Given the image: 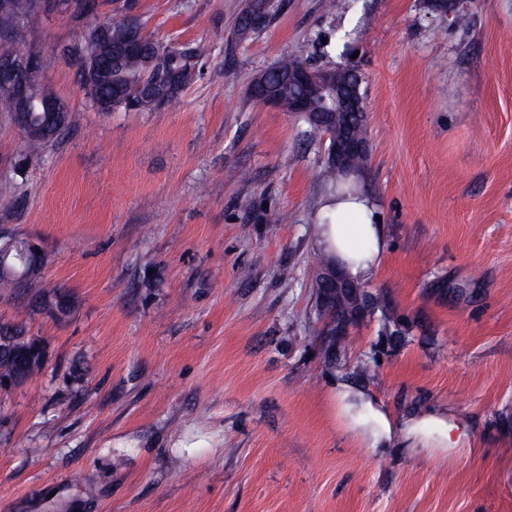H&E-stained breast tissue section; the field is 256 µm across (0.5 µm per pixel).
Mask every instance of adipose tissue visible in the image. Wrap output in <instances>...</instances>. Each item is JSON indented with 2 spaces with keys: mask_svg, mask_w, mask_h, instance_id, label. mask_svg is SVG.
Instances as JSON below:
<instances>
[{
  "mask_svg": "<svg viewBox=\"0 0 512 512\" xmlns=\"http://www.w3.org/2000/svg\"><path fill=\"white\" fill-rule=\"evenodd\" d=\"M350 185V190L324 194L313 244L347 280L364 284L373 280L382 267L388 239L385 226L376 219L378 205L362 178L352 177ZM327 402L335 422L375 451L409 448L428 455L449 453L461 448L471 435L467 419L450 416L443 409L394 417L369 391L340 375L330 380Z\"/></svg>",
  "mask_w": 512,
  "mask_h": 512,
  "instance_id": "adipose-tissue-1",
  "label": "adipose tissue"
}]
</instances>
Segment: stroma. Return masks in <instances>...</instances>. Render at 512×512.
Here are the masks:
<instances>
[{"label": "stroma", "mask_w": 512, "mask_h": 512, "mask_svg": "<svg viewBox=\"0 0 512 512\" xmlns=\"http://www.w3.org/2000/svg\"><path fill=\"white\" fill-rule=\"evenodd\" d=\"M96 0L32 15L21 52L76 116L29 152L0 112V239L45 254L0 289V325L46 351L0 387V512H512V0ZM139 19L197 50L177 108L100 112L61 50ZM285 56L354 64L366 183L388 258L337 366L324 361L312 247L325 140L249 95ZM68 312L43 308L55 289ZM399 340H390L391 331ZM393 415L470 420L446 455L375 452L331 418L333 372ZM199 440L186 450L178 440ZM247 6L242 10L237 24V35L240 39H246L258 32L263 26H260L264 19H260L257 25L254 22L253 15L257 11H265L268 16L271 12L270 0H249Z\"/></svg>", "instance_id": "stroma-1"}]
</instances>
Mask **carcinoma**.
I'll list each match as a JSON object with an SVG mask.
<instances>
[{
  "instance_id": "carcinoma-1",
  "label": "carcinoma",
  "mask_w": 512,
  "mask_h": 512,
  "mask_svg": "<svg viewBox=\"0 0 512 512\" xmlns=\"http://www.w3.org/2000/svg\"><path fill=\"white\" fill-rule=\"evenodd\" d=\"M8 8L0 11V55L9 50L8 44L21 42L25 37L24 20L39 9L54 8L51 0H7ZM270 0H248L237 24V35L241 39L251 37L261 29L254 22L256 12H271ZM136 19H128L110 25V37L98 42L99 56L111 61L110 68L83 80V85L93 105L101 112H110L122 107L128 110H155L177 104L187 85L185 74L194 66L196 49L189 46H163L145 37L142 51L136 56L113 60V47L119 45L131 27H138ZM297 62L295 58H284L275 65L257 73L253 78L249 95L255 99L267 96L277 99V105L291 111L288 95L283 91L282 81L288 76V66ZM38 99L32 108V123L43 127V133L27 139L31 150L36 151L61 134L52 113L44 110L42 102L54 100L56 96L42 83L36 84ZM368 161L360 157L349 159L348 167L338 170L324 167L327 183L341 184L349 175L367 166ZM326 327L317 329L325 362L338 360L339 346L332 337L325 335Z\"/></svg>"
}]
</instances>
